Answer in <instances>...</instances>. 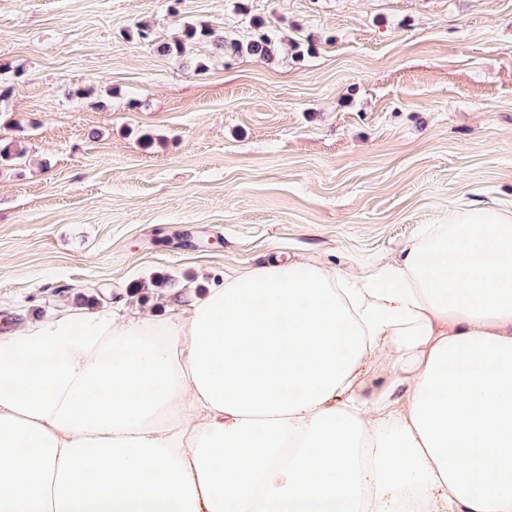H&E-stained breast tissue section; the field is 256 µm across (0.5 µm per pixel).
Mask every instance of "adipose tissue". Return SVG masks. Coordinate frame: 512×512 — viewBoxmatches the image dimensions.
Wrapping results in <instances>:
<instances>
[{
  "label": "adipose tissue",
  "instance_id": "adipose-tissue-1",
  "mask_svg": "<svg viewBox=\"0 0 512 512\" xmlns=\"http://www.w3.org/2000/svg\"><path fill=\"white\" fill-rule=\"evenodd\" d=\"M170 302L0 335V512H512V211ZM387 362L386 355H380L375 359L373 365L360 376L359 383L363 393L369 394L386 383Z\"/></svg>",
  "mask_w": 512,
  "mask_h": 512
}]
</instances>
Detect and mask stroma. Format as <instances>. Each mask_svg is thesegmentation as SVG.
<instances>
[{"mask_svg":"<svg viewBox=\"0 0 512 512\" xmlns=\"http://www.w3.org/2000/svg\"><path fill=\"white\" fill-rule=\"evenodd\" d=\"M0 0V333L165 317L275 259L358 271L512 210V0ZM274 58L168 42L210 23ZM22 77H14L15 68ZM230 48L236 54L247 53L251 55L271 56L276 51L277 43L273 35L259 30L257 35L245 42H231Z\"/></svg>","mask_w":512,"mask_h":512,"instance_id":"1","label":"stroma"}]
</instances>
